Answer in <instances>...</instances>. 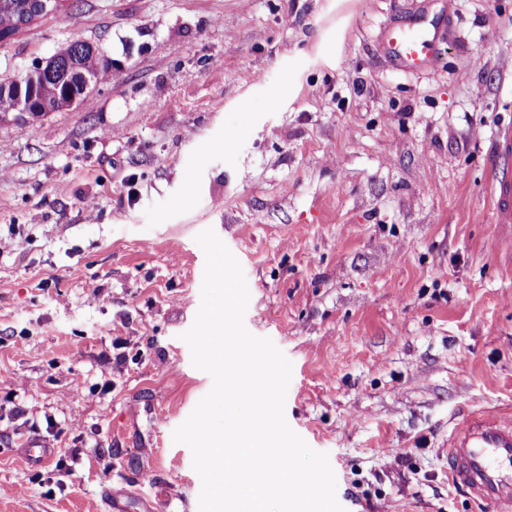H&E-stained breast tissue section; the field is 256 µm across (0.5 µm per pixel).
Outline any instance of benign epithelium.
I'll return each mask as SVG.
<instances>
[{
    "label": "benign epithelium",
    "mask_w": 512,
    "mask_h": 512,
    "mask_svg": "<svg viewBox=\"0 0 512 512\" xmlns=\"http://www.w3.org/2000/svg\"><path fill=\"white\" fill-rule=\"evenodd\" d=\"M79 44L72 42L59 48L51 56L41 60L24 74L11 80L0 90V122L11 115L38 122L54 112L70 110L77 106L98 86L95 78L87 73L76 77L79 93L67 90L53 99H37L24 91L31 88L37 78L53 74L59 67L73 65Z\"/></svg>",
    "instance_id": "1"
}]
</instances>
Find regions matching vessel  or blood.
Wrapping results in <instances>:
<instances>
[{
  "instance_id": "b4317fda",
  "label": "vessel or blood",
  "mask_w": 512,
  "mask_h": 512,
  "mask_svg": "<svg viewBox=\"0 0 512 512\" xmlns=\"http://www.w3.org/2000/svg\"><path fill=\"white\" fill-rule=\"evenodd\" d=\"M434 40L418 22L389 34L395 58L411 69L427 64ZM492 199L497 222L512 239V174L494 176ZM448 481L481 512H512V420L494 412L465 416L448 438Z\"/></svg>"
}]
</instances>
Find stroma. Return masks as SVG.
Masks as SVG:
<instances>
[{
  "instance_id": "stroma-1",
  "label": "stroma",
  "mask_w": 512,
  "mask_h": 512,
  "mask_svg": "<svg viewBox=\"0 0 512 512\" xmlns=\"http://www.w3.org/2000/svg\"><path fill=\"white\" fill-rule=\"evenodd\" d=\"M408 20L435 24L433 66L395 60ZM75 41L111 79L0 124V512H109L116 483L119 512H198L172 433L212 386L181 338L207 228L345 512H474L444 450L512 409L489 182L512 0H61L0 45V81ZM32 436L55 450L36 468Z\"/></svg>"
}]
</instances>
